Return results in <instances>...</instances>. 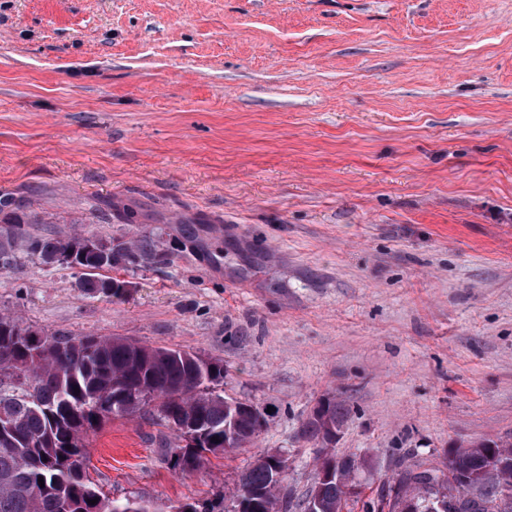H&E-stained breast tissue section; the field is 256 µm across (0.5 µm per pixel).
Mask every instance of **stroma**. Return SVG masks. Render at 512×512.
Wrapping results in <instances>:
<instances>
[{
    "label": "stroma",
    "instance_id": "obj_1",
    "mask_svg": "<svg viewBox=\"0 0 512 512\" xmlns=\"http://www.w3.org/2000/svg\"><path fill=\"white\" fill-rule=\"evenodd\" d=\"M0 199L160 252L111 297L21 260L0 313L223 361L225 397L266 411L187 475L166 427L107 422L108 497L217 503L279 452L301 499L328 396L368 483L351 512L512 442V0H0ZM321 414L319 416H309L301 425L300 436L308 442H314L315 445L321 444L326 435L327 424H332L335 428L341 429L348 417V408L343 401L333 398H325L319 402ZM330 427V436L333 446L336 440V429ZM252 407V411L241 410L238 411L235 419V433L238 436V442L231 448H245L258 436L262 424H259V418L263 417L260 410L249 404Z\"/></svg>",
    "mask_w": 512,
    "mask_h": 512
}]
</instances>
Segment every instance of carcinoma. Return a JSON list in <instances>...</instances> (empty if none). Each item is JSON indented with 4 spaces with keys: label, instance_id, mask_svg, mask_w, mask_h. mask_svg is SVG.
Wrapping results in <instances>:
<instances>
[{
    "label": "carcinoma",
    "instance_id": "cac0c4a2",
    "mask_svg": "<svg viewBox=\"0 0 512 512\" xmlns=\"http://www.w3.org/2000/svg\"><path fill=\"white\" fill-rule=\"evenodd\" d=\"M39 223L21 202L0 203V270L26 255L54 266L71 254L70 263L82 270L77 287L88 294L116 295L122 288L111 273L158 257L156 242L144 236L133 242L112 243L104 255L87 249L83 233H42ZM235 402L224 398V363L186 350L154 347L119 337L81 336L34 330L20 319L0 314V512H155L142 499L106 497L76 466L86 458L89 434L117 417L144 416L158 411L180 444L162 448L169 467L187 474L202 468L210 457L224 453V423ZM321 414L301 425L302 439L320 444L331 424L341 429L348 417L346 404L336 398L319 402ZM262 413L241 410L235 419L237 448L258 436ZM481 448H463L448 455L446 482H427L429 470H406L390 492L416 485L414 512H430L440 490L455 489L460 474L488 480H512V443L485 439ZM339 478L323 483L322 512L348 505L347 483L361 463L343 459ZM269 465L253 462L244 469L224 512H234L239 497L251 489L263 492L264 512H306V500L281 503L280 486L268 478ZM44 485H39L38 478ZM457 512H502L484 495L466 490ZM95 504L90 505L88 501Z\"/></svg>",
    "mask_w": 512,
    "mask_h": 512
}]
</instances>
